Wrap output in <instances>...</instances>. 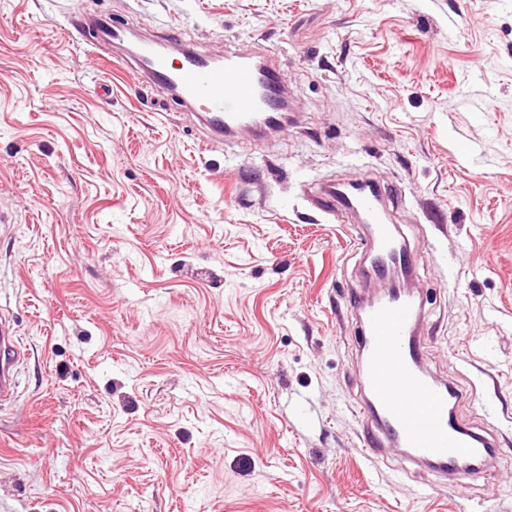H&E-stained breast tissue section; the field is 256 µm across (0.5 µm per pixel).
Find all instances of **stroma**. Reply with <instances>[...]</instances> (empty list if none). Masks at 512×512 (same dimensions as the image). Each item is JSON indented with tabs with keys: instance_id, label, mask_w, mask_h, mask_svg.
Returning <instances> with one entry per match:
<instances>
[{
	"instance_id": "stroma-1",
	"label": "stroma",
	"mask_w": 512,
	"mask_h": 512,
	"mask_svg": "<svg viewBox=\"0 0 512 512\" xmlns=\"http://www.w3.org/2000/svg\"><path fill=\"white\" fill-rule=\"evenodd\" d=\"M76 12L266 46L291 122L203 146ZM364 179L487 471L364 451L369 234L322 195ZM0 310V512H512V0H0ZM24 352L15 340L9 318L0 314V407L10 403L17 390V366Z\"/></svg>"
}]
</instances>
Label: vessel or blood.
Masks as SVG:
<instances>
[{
    "label": "vessel or blood",
    "mask_w": 512,
    "mask_h": 512,
    "mask_svg": "<svg viewBox=\"0 0 512 512\" xmlns=\"http://www.w3.org/2000/svg\"><path fill=\"white\" fill-rule=\"evenodd\" d=\"M135 63L154 84L176 86L184 102L200 110V120L212 138L250 127L258 118L267 128L283 126L281 78L264 64L260 52L229 50L220 63L185 52L174 63L154 43L143 42L135 53ZM383 193V187L370 181L363 182L358 192L328 190L329 201L361 214L371 224V250L380 276L394 266L409 267L417 259L380 211ZM421 316L418 302L405 294L387 297L357 313L364 391L359 412L378 431L370 441L369 453L379 458L381 445L387 442L401 448L411 462L441 477H457L462 464L468 470L483 471L496 455L495 444L480 429L466 426L456 417L461 392L434 382L423 371L418 341ZM23 358L10 320L1 313L0 407L10 403L16 393V370Z\"/></svg>",
    "instance_id": "b4317fda"
}]
</instances>
